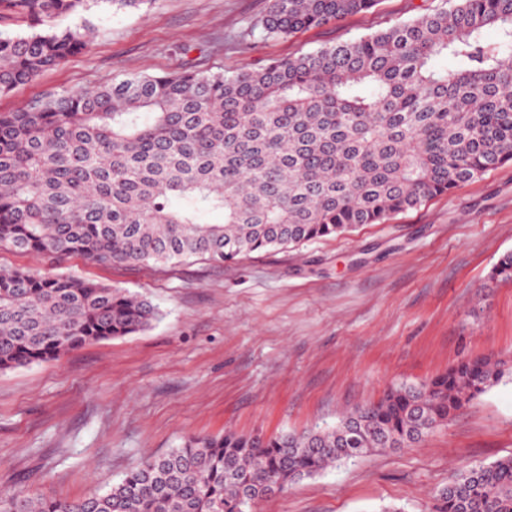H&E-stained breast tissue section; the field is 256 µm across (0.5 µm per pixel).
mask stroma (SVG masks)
I'll use <instances>...</instances> for the list:
<instances>
[{"label":"stroma","mask_w":512,"mask_h":512,"mask_svg":"<svg viewBox=\"0 0 512 512\" xmlns=\"http://www.w3.org/2000/svg\"><path fill=\"white\" fill-rule=\"evenodd\" d=\"M381 0L339 26L271 39L250 27L269 0H147L101 6L91 47L0 95L9 112L110 77L188 68L231 74L440 7ZM512 164L383 224L234 263L172 269L52 263L0 247V270L74 275L147 296L143 332L0 371V497L104 493L185 437L271 435L335 424L391 387L463 358L512 360ZM512 455V382L471 400L414 448L375 450L292 484L255 512H428L458 473Z\"/></svg>","instance_id":"1"}]
</instances>
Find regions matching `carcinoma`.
Masks as SVG:
<instances>
[{"instance_id": "cac0c4a2", "label": "carcinoma", "mask_w": 512, "mask_h": 512, "mask_svg": "<svg viewBox=\"0 0 512 512\" xmlns=\"http://www.w3.org/2000/svg\"><path fill=\"white\" fill-rule=\"evenodd\" d=\"M101 1L0 0V94L89 49ZM379 0H270L267 38L339 23ZM495 37H488L489 31ZM512 163V0L444 6L232 75L108 78L0 112V247L102 266L233 262L452 193ZM215 214L220 220L203 223ZM490 279L512 281V252ZM148 298L76 276L0 270V371L151 328ZM512 362L464 358L303 433L190 437L77 502L15 494L0 512H251L283 488L373 450L421 444ZM432 512H512V456L459 473Z\"/></svg>"}]
</instances>
